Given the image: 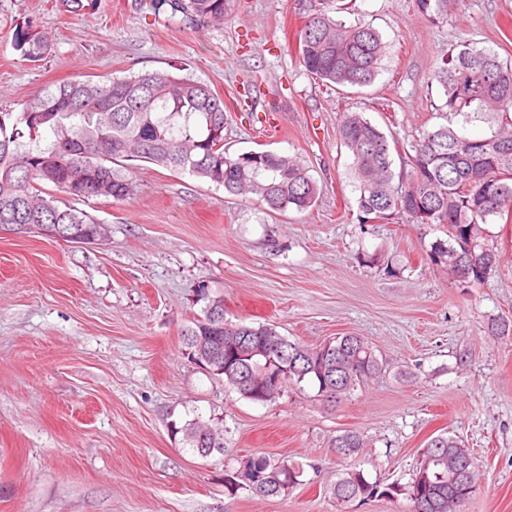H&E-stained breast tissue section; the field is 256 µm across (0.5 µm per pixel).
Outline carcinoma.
<instances>
[{
	"label": "carcinoma",
	"instance_id": "obj_1",
	"mask_svg": "<svg viewBox=\"0 0 512 512\" xmlns=\"http://www.w3.org/2000/svg\"><path fill=\"white\" fill-rule=\"evenodd\" d=\"M74 16L96 7V0H57ZM155 16L193 26L224 23L230 0H139ZM328 2L312 0L299 31L297 54L311 77L322 84L361 89L374 83L386 45L368 24L346 25L329 15ZM16 50L31 63L50 51L51 36L31 22L15 26ZM443 93L438 110L447 123L426 129L399 147L361 112H345L337 136L352 157L350 176L358 192L359 223L405 215L416 224L430 212V223L448 227V239L430 245L431 262L460 288L485 282L498 264L484 225L512 212V63L471 42L448 49L432 76ZM232 105L205 82L168 71L123 77H88L36 91L18 112L0 111V225L24 226L22 233L75 242L90 238L99 221L73 204H59L53 191L85 202L93 197L126 200L136 184L125 170L140 161L202 179L235 197L255 198L270 212L305 211L321 188L296 156L270 150L231 152L224 145V120ZM487 124L490 135L470 138L459 127ZM52 133L48 140L45 134ZM400 170H394L392 151ZM209 289L201 288L200 315L184 334L187 358L199 351L224 352V383L239 389L250 377L254 395L268 403L288 385L311 383L319 395L338 403L382 369L375 351L361 336L332 340L331 356L317 347L291 341L276 326L232 323L212 316ZM272 344L273 361L255 354L260 342ZM173 435L202 458L224 455V429L195 417ZM363 439L349 430L334 441L336 456L359 453ZM300 466L266 455H245L226 475L232 495L247 489L259 497L276 496L298 483ZM472 452L455 436L441 433L421 449L412 481L381 485L364 472L347 469L333 486L345 507L373 497L402 496L410 512H460L477 488Z\"/></svg>",
	"mask_w": 512,
	"mask_h": 512
}]
</instances>
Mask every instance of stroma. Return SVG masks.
<instances>
[{
	"instance_id": "1",
	"label": "stroma",
	"mask_w": 512,
	"mask_h": 512,
	"mask_svg": "<svg viewBox=\"0 0 512 512\" xmlns=\"http://www.w3.org/2000/svg\"><path fill=\"white\" fill-rule=\"evenodd\" d=\"M306 5L231 0L223 25L196 28L134 0H98L84 16L54 0H0V111L78 75L173 64L235 104L232 150L297 156L322 188L307 211L271 213L148 164L133 171L131 199L85 203L111 228L103 244L0 235V512H405L402 498L344 508L331 489L349 467L407 484L444 432L479 465L463 512H512V334L495 330L512 318V217L485 227L495 273L455 287L426 255L444 227L358 222L352 159L336 136L346 111L403 143L440 125L436 61L471 41L512 61V0H448L439 19L415 0H338L335 19L373 26L387 49L375 82L347 96L299 62ZM28 19L53 35L37 63L12 44ZM271 117L276 138L264 133ZM202 285L232 322L314 346L363 337L382 372L338 403L310 383L247 400L185 354ZM198 415L223 424V455L200 458L173 438L171 421ZM348 430L363 448L341 460L332 443ZM250 454L302 464L299 484L228 495L226 474Z\"/></svg>"
}]
</instances>
